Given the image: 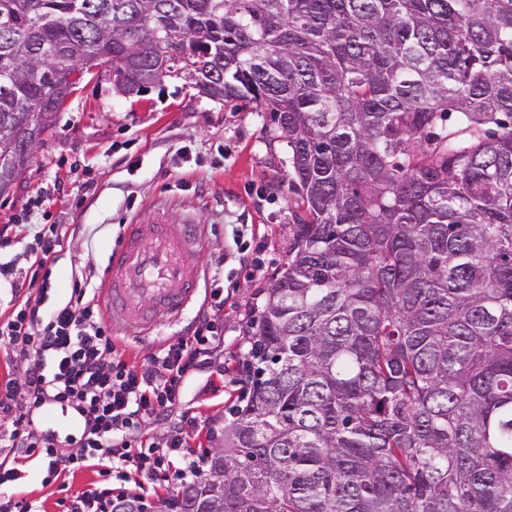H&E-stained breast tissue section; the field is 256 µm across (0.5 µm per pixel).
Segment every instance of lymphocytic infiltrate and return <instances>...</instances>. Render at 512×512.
<instances>
[{
	"label": "lymphocytic infiltrate",
	"mask_w": 512,
	"mask_h": 512,
	"mask_svg": "<svg viewBox=\"0 0 512 512\" xmlns=\"http://www.w3.org/2000/svg\"><path fill=\"white\" fill-rule=\"evenodd\" d=\"M223 309V292L212 289L192 335L136 367L119 355L90 282H74L69 297L46 311L22 301L0 322V350L9 365L23 369L22 380H0V447L16 459L41 453L53 476L104 459L120 478L136 474L134 488L116 492L104 486L83 493L68 512H109L116 493L150 496L159 473L177 461L187 464L191 476H203L205 454L192 446L199 434L195 416L182 417L160 449H133L131 436L141 418L167 417L183 393L186 373L220 341L217 322ZM45 406L79 415L78 453H59L55 434L34 428L31 413Z\"/></svg>",
	"instance_id": "1"
}]
</instances>
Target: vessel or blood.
Wrapping results in <instances>:
<instances>
[{"label":"vessel or blood","instance_id":"vessel-or-blood-1","mask_svg":"<svg viewBox=\"0 0 512 512\" xmlns=\"http://www.w3.org/2000/svg\"><path fill=\"white\" fill-rule=\"evenodd\" d=\"M200 238L188 224H128L104 267L100 296L113 324L145 336L179 317L198 289Z\"/></svg>","mask_w":512,"mask_h":512}]
</instances>
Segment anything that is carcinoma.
Listing matches in <instances>:
<instances>
[{"mask_svg": "<svg viewBox=\"0 0 512 512\" xmlns=\"http://www.w3.org/2000/svg\"><path fill=\"white\" fill-rule=\"evenodd\" d=\"M107 48L269 113L304 208L177 512H512V0H0V195Z\"/></svg>", "mask_w": 512, "mask_h": 512, "instance_id": "cac0c4a2", "label": "carcinoma"}]
</instances>
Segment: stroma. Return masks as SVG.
Returning a JSON list of instances; mask_svg holds the SVG:
<instances>
[{"mask_svg":"<svg viewBox=\"0 0 512 512\" xmlns=\"http://www.w3.org/2000/svg\"><path fill=\"white\" fill-rule=\"evenodd\" d=\"M288 148L267 113L254 104L227 105L200 96L182 79H167L143 96L115 93L107 76L87 78L43 134L21 177L0 196V225L9 242L0 258L30 264L37 225L57 224L66 242L52 266L57 297L73 277L99 272L124 225H196L200 289L219 281L224 291V351L216 365L190 370L169 419L198 416V446L220 447L229 410L242 383L238 373L250 348L265 290L288 258L290 226L301 212L289 186ZM196 297L179 320H161L145 337L113 330L124 360L148 363L164 344L191 335L204 299ZM41 431L61 437V450L78 453L80 429L57 407L33 413ZM24 478L13 488L15 512H67L77 494L100 486L108 461L59 477L40 455L20 459Z\"/></svg>","mask_w":512,"mask_h":512,"instance_id":"stroma-1","label":"stroma"}]
</instances>
